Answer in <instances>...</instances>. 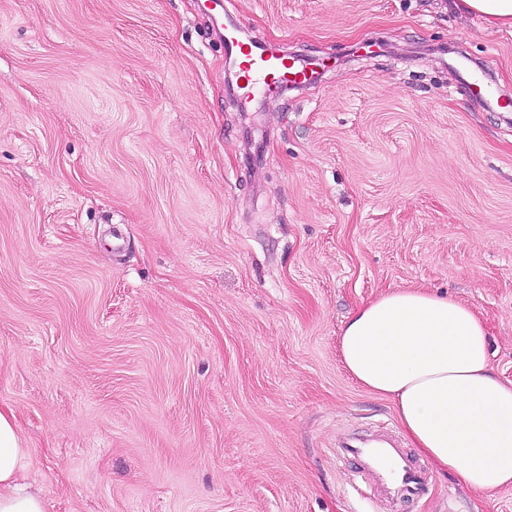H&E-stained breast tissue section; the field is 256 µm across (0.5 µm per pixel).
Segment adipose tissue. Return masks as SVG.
<instances>
[{
    "label": "adipose tissue",
    "instance_id": "adipose-tissue-1",
    "mask_svg": "<svg viewBox=\"0 0 512 512\" xmlns=\"http://www.w3.org/2000/svg\"><path fill=\"white\" fill-rule=\"evenodd\" d=\"M338 345L350 376L393 402L409 440L438 469L474 490L512 485V383L494 375L476 311L397 290L353 313ZM29 464L15 414L0 408V512H47L25 481Z\"/></svg>",
    "mask_w": 512,
    "mask_h": 512
}]
</instances>
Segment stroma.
Here are the masks:
<instances>
[{
    "mask_svg": "<svg viewBox=\"0 0 512 512\" xmlns=\"http://www.w3.org/2000/svg\"><path fill=\"white\" fill-rule=\"evenodd\" d=\"M216 11L322 73L228 88L204 0H0V407L29 480L49 512H512L433 467L382 502L336 457L403 433L338 351L391 291L474 308L512 381V33L455 0Z\"/></svg>",
    "mask_w": 512,
    "mask_h": 512,
    "instance_id": "1",
    "label": "stroma"
}]
</instances>
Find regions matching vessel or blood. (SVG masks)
<instances>
[{"mask_svg":"<svg viewBox=\"0 0 512 512\" xmlns=\"http://www.w3.org/2000/svg\"><path fill=\"white\" fill-rule=\"evenodd\" d=\"M225 48L229 56L238 58L246 86L250 89L260 83L267 86L303 84L312 76L308 65L285 64L265 56L257 46H247L231 38ZM340 454L352 459L357 476L381 495L413 500L423 496L429 486L426 469L412 458L391 431H380L362 441L343 440Z\"/></svg>","mask_w":512,"mask_h":512,"instance_id":"obj_1","label":"vessel or blood"}]
</instances>
